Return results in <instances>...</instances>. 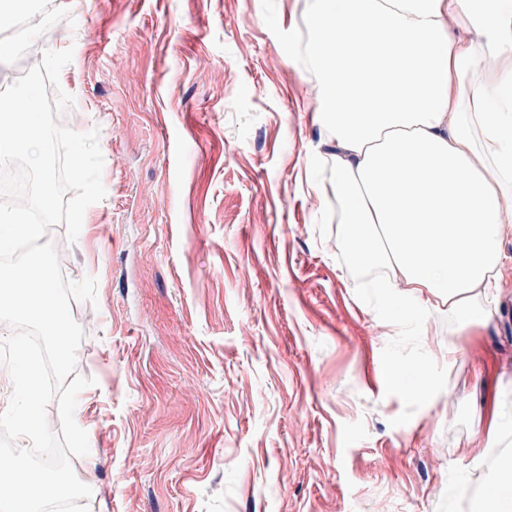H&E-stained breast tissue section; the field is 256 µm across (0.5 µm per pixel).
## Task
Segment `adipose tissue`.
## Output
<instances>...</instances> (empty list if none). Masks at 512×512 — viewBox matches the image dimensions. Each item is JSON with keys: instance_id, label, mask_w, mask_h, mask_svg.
<instances>
[{"instance_id": "obj_1", "label": "adipose tissue", "mask_w": 512, "mask_h": 512, "mask_svg": "<svg viewBox=\"0 0 512 512\" xmlns=\"http://www.w3.org/2000/svg\"><path fill=\"white\" fill-rule=\"evenodd\" d=\"M332 217L389 310L485 320L512 223V0H307Z\"/></svg>"}]
</instances>
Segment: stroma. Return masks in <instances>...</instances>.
I'll use <instances>...</instances> for the list:
<instances>
[{"instance_id":"obj_1","label":"stroma","mask_w":512,"mask_h":512,"mask_svg":"<svg viewBox=\"0 0 512 512\" xmlns=\"http://www.w3.org/2000/svg\"><path fill=\"white\" fill-rule=\"evenodd\" d=\"M304 3L36 0L0 27V91L72 49L58 120L99 132L63 268L98 280L71 307L90 512H470L512 460V223L482 324L380 303L326 217Z\"/></svg>"}]
</instances>
